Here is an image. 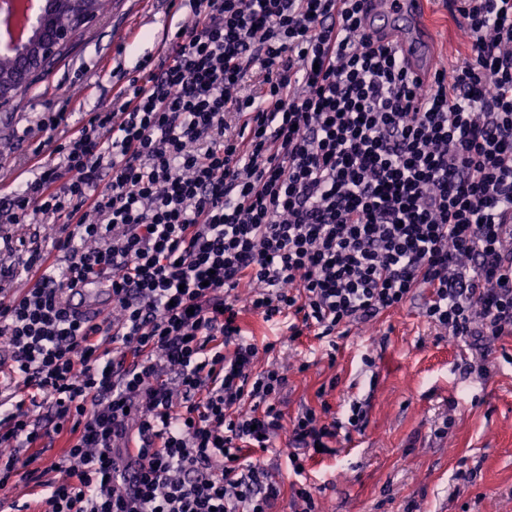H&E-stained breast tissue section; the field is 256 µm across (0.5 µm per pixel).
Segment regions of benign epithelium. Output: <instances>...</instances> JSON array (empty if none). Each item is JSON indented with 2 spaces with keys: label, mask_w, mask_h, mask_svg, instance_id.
<instances>
[{
  "label": "benign epithelium",
  "mask_w": 512,
  "mask_h": 512,
  "mask_svg": "<svg viewBox=\"0 0 512 512\" xmlns=\"http://www.w3.org/2000/svg\"><path fill=\"white\" fill-rule=\"evenodd\" d=\"M47 3L50 7L34 16L25 41L9 48L8 57L14 60V66L7 76L0 78L1 108L13 101L17 91L31 82L61 45L73 41L98 18L92 8V0H65L71 14V25L59 27L53 20L51 8L55 0H47Z\"/></svg>",
  "instance_id": "obj_1"
}]
</instances>
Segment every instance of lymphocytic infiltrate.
<instances>
[{"label": "lymphocytic infiltrate", "instance_id": "lymphocytic-infiltrate-1", "mask_svg": "<svg viewBox=\"0 0 512 512\" xmlns=\"http://www.w3.org/2000/svg\"><path fill=\"white\" fill-rule=\"evenodd\" d=\"M367 2L178 0L159 67L38 120L54 163L0 193V512H275L261 453L301 468L367 411L285 417L238 302L331 350L420 288L481 362L512 335V0H466L424 78Z\"/></svg>", "mask_w": 512, "mask_h": 512}]
</instances>
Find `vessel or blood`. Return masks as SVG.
<instances>
[{
  "label": "vessel or blood",
  "instance_id": "vessel-or-blood-1",
  "mask_svg": "<svg viewBox=\"0 0 512 512\" xmlns=\"http://www.w3.org/2000/svg\"><path fill=\"white\" fill-rule=\"evenodd\" d=\"M430 0H369L365 20L367 33L390 43L420 73H433L438 68L435 55H427L423 47L427 37L422 22Z\"/></svg>",
  "mask_w": 512,
  "mask_h": 512
}]
</instances>
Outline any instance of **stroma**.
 <instances>
[{"mask_svg": "<svg viewBox=\"0 0 512 512\" xmlns=\"http://www.w3.org/2000/svg\"><path fill=\"white\" fill-rule=\"evenodd\" d=\"M179 19L170 0H112L51 75L0 113V178L29 171L41 137L24 129L40 113L64 108L69 124L81 123L86 112L111 100L120 76L145 58H162L166 35ZM429 20L440 65L450 68L468 49L462 20L440 5ZM426 295L418 290L403 307L353 327L334 357L312 335L293 345L310 367L289 371L285 416L324 400L337 411L352 398L368 411L363 432L306 463L320 512H406L412 504L418 512H512V336L496 341L486 374L467 372L462 343L422 317ZM366 355L375 371L364 366ZM328 383L332 391L321 393ZM448 414L452 427L435 438ZM460 469L476 471L475 481L456 487Z\"/></svg>", "mask_w": 512, "mask_h": 512, "instance_id": "1", "label": "stroma"}]
</instances>
